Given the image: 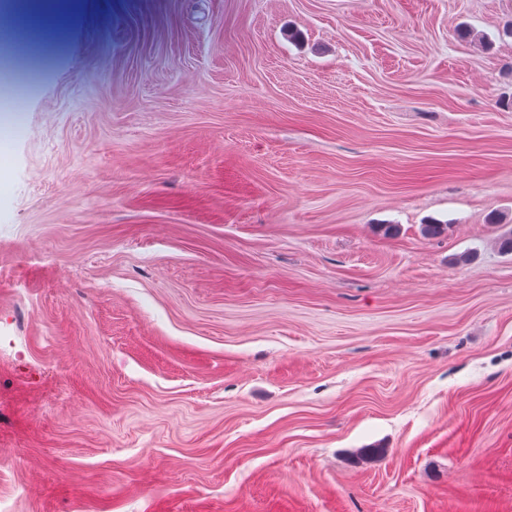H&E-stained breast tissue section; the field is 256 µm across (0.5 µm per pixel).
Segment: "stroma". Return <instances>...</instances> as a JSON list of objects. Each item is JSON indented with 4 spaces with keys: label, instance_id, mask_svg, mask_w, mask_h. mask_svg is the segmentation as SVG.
Here are the masks:
<instances>
[{
    "label": "stroma",
    "instance_id": "stroma-1",
    "mask_svg": "<svg viewBox=\"0 0 512 512\" xmlns=\"http://www.w3.org/2000/svg\"><path fill=\"white\" fill-rule=\"evenodd\" d=\"M511 24L1 27L36 79L0 122V512H512Z\"/></svg>",
    "mask_w": 512,
    "mask_h": 512
}]
</instances>
